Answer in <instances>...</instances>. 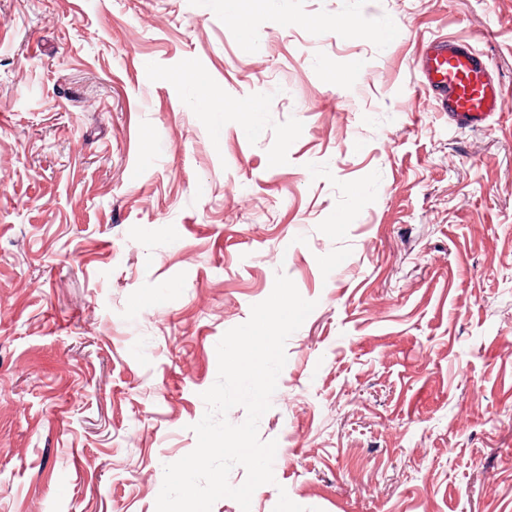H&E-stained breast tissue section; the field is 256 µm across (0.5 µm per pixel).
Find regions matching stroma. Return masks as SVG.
<instances>
[{"mask_svg":"<svg viewBox=\"0 0 512 512\" xmlns=\"http://www.w3.org/2000/svg\"><path fill=\"white\" fill-rule=\"evenodd\" d=\"M280 272L251 512H512V0H0V512H156ZM421 84L458 125L484 127L498 111L504 89L483 54L458 40L431 42L422 52Z\"/></svg>","mask_w":512,"mask_h":512,"instance_id":"obj_1","label":"stroma"}]
</instances>
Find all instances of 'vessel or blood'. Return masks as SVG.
I'll list each match as a JSON object with an SVG mask.
<instances>
[{
  "mask_svg": "<svg viewBox=\"0 0 512 512\" xmlns=\"http://www.w3.org/2000/svg\"><path fill=\"white\" fill-rule=\"evenodd\" d=\"M421 83L458 125L484 127L498 111L504 89L492 76L483 54L470 44L447 40L422 52Z\"/></svg>",
  "mask_w": 512,
  "mask_h": 512,
  "instance_id": "vessel-or-blood-1",
  "label": "vessel or blood"
}]
</instances>
